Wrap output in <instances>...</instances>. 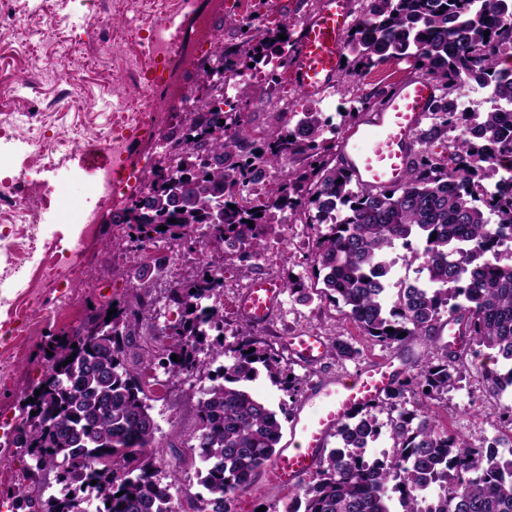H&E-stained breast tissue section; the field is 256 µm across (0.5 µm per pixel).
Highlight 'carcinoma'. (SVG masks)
Returning a JSON list of instances; mask_svg holds the SVG:
<instances>
[{"mask_svg": "<svg viewBox=\"0 0 512 512\" xmlns=\"http://www.w3.org/2000/svg\"><path fill=\"white\" fill-rule=\"evenodd\" d=\"M359 4L355 32L345 42L343 75L363 77L405 60L439 88L403 184L370 190L356 183L331 157L325 133L337 127L313 109L296 113L291 128L250 137L245 113L224 111V98L214 94L216 76L235 82L249 64L262 65L270 96L279 85L277 70L288 66L285 48L295 41L286 15L273 29L239 22L235 47L215 36L212 56L199 66L201 106L161 137L150 176L124 210L129 232L112 247L136 253L155 242L182 246L186 229L198 225L210 243L236 240L240 247L232 257L244 264L264 253L279 212L288 210L303 224L329 225L312 241L313 282L289 274L286 288L306 301L343 305L347 318L374 342L416 340L441 355L429 356L384 399L336 428L338 446L316 477L302 481L285 512H393L395 495L402 512H512V460L449 432L428 412L429 401L454 388L473 347L489 350L495 362L512 363V250L504 251L512 241V128L504 115L512 108V0ZM469 81L493 86L488 110L456 105L461 84ZM285 160L288 173L267 181ZM413 238L425 243L416 257L426 277L399 289L392 302L378 269L391 266L390 251L409 247ZM167 261L158 256L144 263L145 273L126 299L91 310L51 348L8 441L33 461L22 469L13 494L20 512H88L82 483L98 501L97 512H171L166 486L151 464L157 429L146 391L151 381L128 361V336L149 312L148 271ZM223 296L224 274L206 261L168 289L177 310L169 327L177 342L165 349L168 370L190 376L206 369L207 359L230 355L199 401L192 448L204 493L189 500L193 512H235L239 494L276 456L280 420L247 387L259 369L291 395L303 385L254 339L228 346L219 338L208 341L213 332L224 334ZM445 318L459 326V336L440 348ZM330 352L341 360L360 354L339 336ZM481 376L493 391L512 386V366L504 373L484 366ZM408 391L420 398L418 409L380 422L379 407L395 405ZM56 417L63 425L53 429L49 421ZM385 428L393 454L371 459L366 448ZM46 471L55 473L57 489L34 498L25 482Z\"/></svg>", "mask_w": 512, "mask_h": 512, "instance_id": "carcinoma-1", "label": "carcinoma"}]
</instances>
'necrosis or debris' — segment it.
<instances>
[{"label": "necrosis or debris", "instance_id": "4bbe7bcc", "mask_svg": "<svg viewBox=\"0 0 512 512\" xmlns=\"http://www.w3.org/2000/svg\"><path fill=\"white\" fill-rule=\"evenodd\" d=\"M224 0H153V8L144 23L135 26L134 34L149 69L128 64L127 72L137 74L143 86L139 99H123L126 120L109 131L91 138L73 133L64 137L49 134L47 126L35 127L16 116L14 110L0 107V156L23 157L33 167H53L55 156L62 147L76 146L93 152L110 154L112 167L99 174L93 189L98 203H106L120 192L134 173L125 164L127 139L152 134L161 115L150 102L156 96L177 89L187 105H195L200 94L178 83L187 62L195 60L198 52L214 40V15L223 13ZM179 17L177 29H170V17Z\"/></svg>", "mask_w": 512, "mask_h": 512}]
</instances>
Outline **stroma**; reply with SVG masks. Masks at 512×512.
Masks as SVG:
<instances>
[{"instance_id": "stroma-1", "label": "stroma", "mask_w": 512, "mask_h": 512, "mask_svg": "<svg viewBox=\"0 0 512 512\" xmlns=\"http://www.w3.org/2000/svg\"><path fill=\"white\" fill-rule=\"evenodd\" d=\"M321 0H248L250 12L279 21L289 16L296 24H304L314 15ZM20 27L30 48L42 52L44 62L38 78L18 76L19 59L13 53H0V103L15 101L36 104L51 97L55 87L66 79L79 84V107L71 110L47 111L43 119L55 132L67 134L78 129L95 134L111 127L120 117L116 85H123L127 96H139L141 89L123 72L114 68L110 57L97 56L94 39L97 28L90 17L87 0H17ZM54 16L61 37L79 43L80 50L72 57L59 59L48 52L40 41L42 20ZM416 72L404 62H391L360 79L340 82L324 95L307 98L296 89L290 73H282L279 89L283 104L236 101L237 111L248 113V130L265 131L287 122L288 115L311 107L340 123V111L351 110L356 100L375 87H392L415 77ZM129 159L138 178L123 192L98 208L96 222L90 230L78 224L59 221L60 209L80 213L91 197L84 155L69 150L58 169L39 173L35 168L14 160L0 165V181L24 188L40 179L49 182L53 191L49 205L39 206L41 221L27 225L28 234L61 241L54 257L57 272L51 280L35 288L25 287L34 260L25 246L15 242V225L0 226V512H11L10 489L25 464L24 457L8 448L6 441L19 419L30 386L37 381L46 364L49 345L76 326L79 318L91 308L101 307L108 300L124 298L136 282L137 265L131 255L111 251L114 236L124 233V225L114 218L136 195L139 179L149 173L157 159L155 141L137 140ZM288 227V237L271 241L275 257L257 261L251 268L240 267L238 261L224 260V341L233 343L237 335L245 334L261 342L278 355L294 374L304 381L303 395L292 397L271 381L267 374L250 382V390L267 401L278 413L282 427H289L290 413L303 406L305 392L334 374L353 373L380 358H394L406 373L417 372L427 361V349L422 342L382 346L368 341L346 320L341 307L329 301H304L287 294L282 306L262 326L243 320L235 310L236 299L247 283L255 277L282 279L287 273L311 275L312 263L307 260V240L315 232H326V225L312 229L290 220L288 214L278 217ZM200 259L198 250L179 249L172 254L162 274L154 276L150 299L152 312L143 317L136 330L131 348L141 367L153 375L154 401L152 416L155 433L153 461L163 481L177 479L188 494L200 492L197 456L190 448V437L198 427L199 390L209 384L206 374L187 376L170 374L162 367V346L159 335L175 319V309L167 299V290L178 281L184 270ZM315 332L325 341L337 335L359 348L360 354L351 360L332 356L314 366L292 359L284 346L285 336ZM480 366L471 363L464 370L456 387L448 395L432 401L431 410L439 415L461 437L477 445H494L500 456H512V435L501 427L494 415L503 405H512V387L502 392L487 390L480 379Z\"/></svg>"}]
</instances>
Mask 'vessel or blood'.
<instances>
[{
	"instance_id": "vessel-or-blood-1",
	"label": "vessel or blood",
	"mask_w": 512,
	"mask_h": 512,
	"mask_svg": "<svg viewBox=\"0 0 512 512\" xmlns=\"http://www.w3.org/2000/svg\"><path fill=\"white\" fill-rule=\"evenodd\" d=\"M351 25V0H322L320 9L305 22L290 68L301 93L314 95L335 82ZM437 95L438 86L431 79L403 81L381 108L352 125L339 143V153L358 184L379 189L402 183L416 135ZM283 293L277 280L252 279L237 297V313L251 324H266L280 307ZM285 344L304 365L320 362L326 349L323 338L313 333L286 337ZM401 371L393 359H379L355 374L318 384L305 408L293 416L288 443L266 468L264 486L296 487L314 470L337 426L354 411L378 402Z\"/></svg>"
}]
</instances>
